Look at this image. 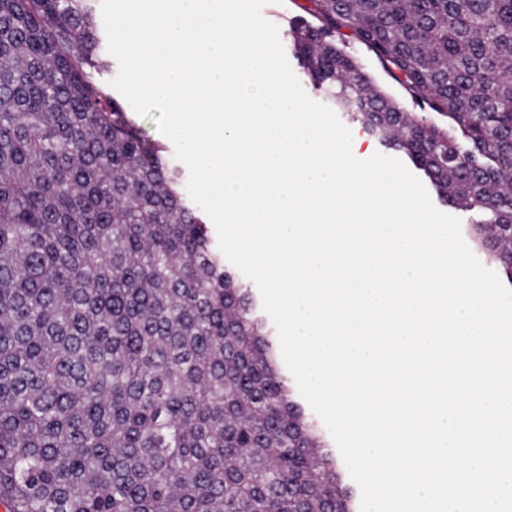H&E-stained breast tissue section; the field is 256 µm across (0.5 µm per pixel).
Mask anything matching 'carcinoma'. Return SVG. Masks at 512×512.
Wrapping results in <instances>:
<instances>
[{
	"label": "carcinoma",
	"instance_id": "1",
	"mask_svg": "<svg viewBox=\"0 0 512 512\" xmlns=\"http://www.w3.org/2000/svg\"><path fill=\"white\" fill-rule=\"evenodd\" d=\"M332 104L404 153L512 284V0H309ZM349 33L438 125L339 48ZM94 0H0L4 512H356L183 170L101 81ZM200 209V208H199ZM201 210V209H200ZM201 213H202V217L203 219L205 220V222L207 223V227H208V233H209V238H210V242H211V247L213 248V250H215L216 252H219L221 253L222 255H224L221 250L219 249V246H218V237H217V232H216V229L214 227V224L212 223V221L210 220V218L201 210ZM224 263L226 265V267L232 271L239 279H241L243 282H245L246 284H248L254 294V296L256 297L257 301L260 303L261 307H262V303H261V296H260V293H259V290L256 286V284L250 280L249 278H247L246 276H244L234 265H232L228 260L227 258L225 257L224 255Z\"/></svg>",
	"mask_w": 512,
	"mask_h": 512
}]
</instances>
